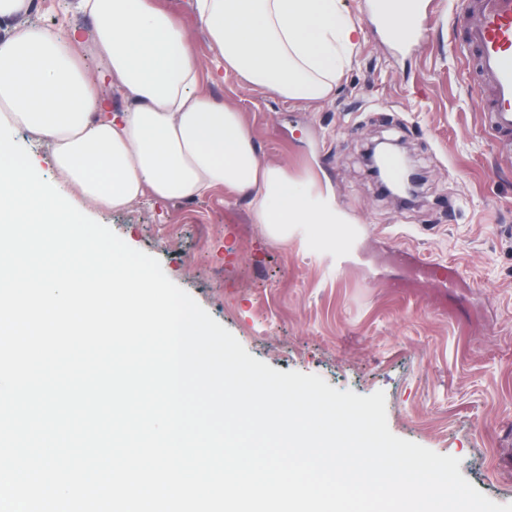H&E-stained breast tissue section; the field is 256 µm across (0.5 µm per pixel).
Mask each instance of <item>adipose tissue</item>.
I'll list each match as a JSON object with an SVG mask.
<instances>
[{"instance_id": "1", "label": "adipose tissue", "mask_w": 512, "mask_h": 512, "mask_svg": "<svg viewBox=\"0 0 512 512\" xmlns=\"http://www.w3.org/2000/svg\"><path fill=\"white\" fill-rule=\"evenodd\" d=\"M91 48L122 111L97 109V88L73 48L46 28L0 39V238L23 224H74L79 201L120 210L151 196L245 195L255 223L287 242L299 224H341L323 191L261 163L235 108L202 86L187 29L154 0H79ZM217 68L286 101L333 90L360 28L343 0H193ZM15 129L46 142L66 185L47 195Z\"/></svg>"}]
</instances>
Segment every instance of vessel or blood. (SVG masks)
<instances>
[{
    "mask_svg": "<svg viewBox=\"0 0 512 512\" xmlns=\"http://www.w3.org/2000/svg\"><path fill=\"white\" fill-rule=\"evenodd\" d=\"M460 20L466 44L478 51L488 127L498 142L512 136V0H463Z\"/></svg>",
    "mask_w": 512,
    "mask_h": 512,
    "instance_id": "vessel-or-blood-1",
    "label": "vessel or blood"
}]
</instances>
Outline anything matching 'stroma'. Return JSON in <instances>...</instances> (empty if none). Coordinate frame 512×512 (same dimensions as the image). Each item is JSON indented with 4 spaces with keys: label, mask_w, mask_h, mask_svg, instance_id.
<instances>
[{
    "label": "stroma",
    "mask_w": 512,
    "mask_h": 512,
    "mask_svg": "<svg viewBox=\"0 0 512 512\" xmlns=\"http://www.w3.org/2000/svg\"><path fill=\"white\" fill-rule=\"evenodd\" d=\"M373 0H344L360 27L353 62L331 94L291 104L216 78L192 0H159L194 42L205 88L241 112L263 162L330 186L351 221L345 267L316 227L281 244L254 223L247 198L218 189L195 200L145 198L121 211L79 209L164 273L272 368L317 374L339 390L384 391L391 432L461 460L459 470L500 504L512 502V145L493 146L486 95L457 24L461 0H422L421 41L398 47ZM24 25L89 41L77 0H33ZM48 194L61 177L47 145L20 129ZM407 143L426 183L404 207L380 194L367 143ZM432 260L455 288L424 276Z\"/></svg>",
    "instance_id": "1"
}]
</instances>
